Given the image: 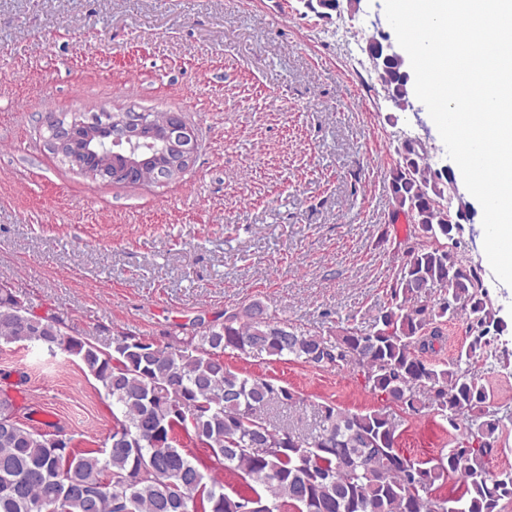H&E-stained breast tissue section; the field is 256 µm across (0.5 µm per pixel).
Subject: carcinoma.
Masks as SVG:
<instances>
[{"label": "carcinoma", "instance_id": "carcinoma-1", "mask_svg": "<svg viewBox=\"0 0 512 512\" xmlns=\"http://www.w3.org/2000/svg\"><path fill=\"white\" fill-rule=\"evenodd\" d=\"M396 106L408 104L404 63L388 59L377 76ZM136 137L150 141L169 113ZM390 173L396 210L414 231L436 241H409L390 303L371 327H338L336 336L281 323L258 303L202 325L182 341L160 345L118 334L112 348L66 332L55 315L38 316L0 290V339L64 350L112 398V432L99 449L24 423L0 426V512H243L257 499L271 512H504L512 504V466L495 472L489 460L512 435V408L497 402L478 366L502 362L498 319L482 290L483 269L466 265L439 239L448 238L442 175L417 160L406 141ZM439 289L433 302L421 300ZM464 314L468 342L455 358L427 354L442 326ZM264 353L320 370L347 367L398 410L360 413L321 407L322 429L304 436L270 422L268 409L298 396L271 378L235 372L224 353ZM427 410L465 432L446 452L412 460L397 448L408 418ZM182 432L207 450V460L177 443ZM233 471L245 492H224ZM454 479V498L431 497L435 483Z\"/></svg>", "mask_w": 512, "mask_h": 512}]
</instances>
